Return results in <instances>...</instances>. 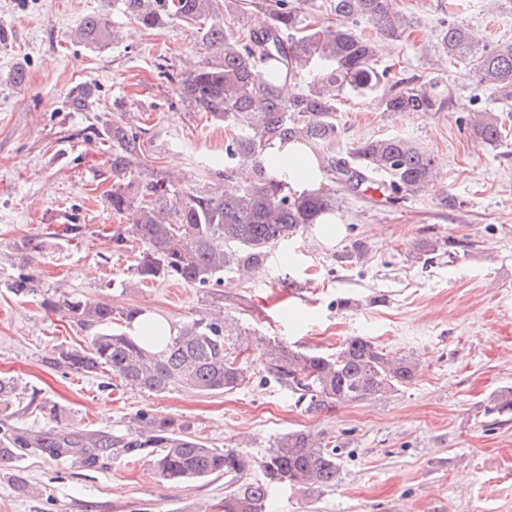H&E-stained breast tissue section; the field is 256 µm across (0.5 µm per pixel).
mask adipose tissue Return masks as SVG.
Segmentation results:
<instances>
[{"label":"adipose tissue","instance_id":"adipose-tissue-1","mask_svg":"<svg viewBox=\"0 0 512 512\" xmlns=\"http://www.w3.org/2000/svg\"><path fill=\"white\" fill-rule=\"evenodd\" d=\"M265 161L274 162L275 173L286 179L296 191L314 193L323 184V170L317 155L299 141L275 140L264 154Z\"/></svg>","mask_w":512,"mask_h":512}]
</instances>
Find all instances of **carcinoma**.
I'll use <instances>...</instances> for the list:
<instances>
[{
  "mask_svg": "<svg viewBox=\"0 0 512 512\" xmlns=\"http://www.w3.org/2000/svg\"><path fill=\"white\" fill-rule=\"evenodd\" d=\"M305 0H263L254 7L267 19L258 27L234 33L218 21L220 0H124L130 23L153 29L165 20L195 23L202 30L203 57L177 80L178 95L199 112L240 129L224 145L228 161H254L246 178L224 168V186L177 188L162 179L141 191L133 204L136 138L117 123L107 127L115 187L112 211L130 224L116 244H142L136 273L142 281L174 279L189 286L221 282L224 270L258 271L282 240L320 223L338 209L334 196L298 194L263 160L271 141L299 140L316 153L336 183L358 189L379 178L377 190L389 200L406 199L428 188L435 178L431 153L400 135L363 139L349 158L336 157L339 127L337 102L380 91L387 72L378 69L377 44L359 31L364 22L386 39L396 40L406 28L393 0H332L335 20L322 25L305 18ZM114 34L100 14L83 18L77 29L84 43H98ZM440 45L448 60L461 65L489 88L497 103H512V42L489 47L473 40L469 30L450 22ZM307 81L308 90L288 100L278 87L279 71ZM448 85L439 77L382 93V111L441 112L449 104ZM470 138L497 146L508 132L491 110H477L467 120ZM66 314L100 331L86 348L55 360L71 371L96 374L105 370L122 383L154 393L175 387L204 394L233 391L249 380L239 362L240 344L224 335V322L207 317L184 323L162 338L155 352L116 323L132 322L140 309L116 312L101 301L66 299ZM269 377L297 395L309 414L346 404L375 400L411 383L418 363L408 356L389 357L364 336L347 338L333 354L302 352L273 341L261 355ZM487 415H512V387L492 392ZM132 437L84 435L70 431L33 435L18 430L0 439V470H8L19 452L32 448L52 459L70 457L85 467L119 456L145 455L155 473L171 485L215 474L238 481L257 470L260 476L224 497V512H264L271 490L289 486L313 495L336 485L342 453L329 438L303 431L284 434L266 455L256 458L239 448H210L198 437L176 430L174 421L142 416Z\"/></svg>",
  "mask_w": 512,
  "mask_h": 512,
  "instance_id": "obj_1",
  "label": "carcinoma"
}]
</instances>
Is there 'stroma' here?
Returning a JSON list of instances; mask_svg holds the SVG:
<instances>
[{
	"mask_svg": "<svg viewBox=\"0 0 512 512\" xmlns=\"http://www.w3.org/2000/svg\"><path fill=\"white\" fill-rule=\"evenodd\" d=\"M412 21L378 54L388 85L440 74L451 93L441 112L389 114L378 98L345 95L336 122L337 156L385 135L418 140L440 177L419 195L386 200L326 177L322 192L341 197L337 242L316 228L272 249L249 277L225 272L205 288L139 283L138 247L117 248L126 216L107 197L114 179L106 124L137 138L135 171L210 184L236 129L214 122L176 93L200 58L195 25L177 20L138 28L122 0H0V376L19 397L0 409V435L64 426L126 436L139 415L174 419L212 448L263 456L282 435L334 437L343 450L335 487L310 496L278 488L266 512H512V415H485L489 394L512 387V111L496 147L474 143L471 111L496 108L487 87L450 63L441 23L467 24L480 40H512V7L491 0H394ZM91 12L107 15L123 39L86 45L74 32ZM26 74L15 84V69ZM85 92L84 109L72 106ZM436 242L414 258L411 247ZM32 290L16 293L19 277ZM102 301L121 311L148 307L172 328L222 315L230 333L252 339L239 360L247 384L224 394L131 388L102 371L83 375L54 365L61 352L87 347L95 330L45 299ZM367 336L390 354L411 355L410 384L369 403L311 415L270 379L261 354L277 340L335 352ZM57 405L58 419L41 409ZM238 487L211 476L174 487L147 459L120 457L92 468L38 452L0 472V512H224Z\"/></svg>",
	"mask_w": 512,
	"mask_h": 512,
	"instance_id": "35a3bbf8",
	"label": "stroma"
}]
</instances>
